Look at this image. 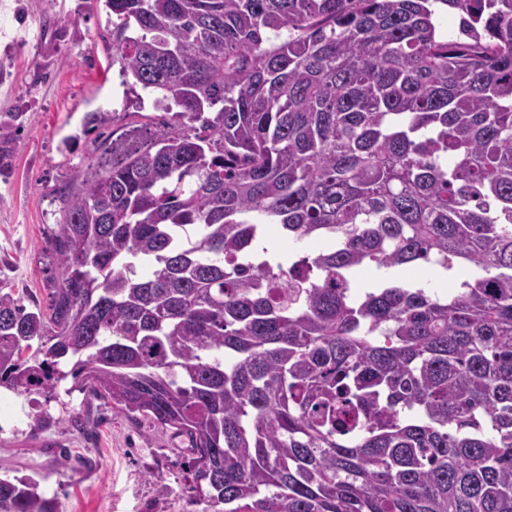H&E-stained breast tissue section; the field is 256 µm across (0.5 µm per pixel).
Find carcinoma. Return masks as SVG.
I'll return each instance as SVG.
<instances>
[{"label": "carcinoma", "mask_w": 512, "mask_h": 512, "mask_svg": "<svg viewBox=\"0 0 512 512\" xmlns=\"http://www.w3.org/2000/svg\"><path fill=\"white\" fill-rule=\"evenodd\" d=\"M104 3L173 122L74 169L47 309L0 286V387L171 430L212 512H512V0ZM423 263L472 274L351 291ZM0 512L56 509L0 477Z\"/></svg>", "instance_id": "1"}]
</instances>
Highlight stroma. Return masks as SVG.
Wrapping results in <instances>:
<instances>
[{
    "label": "stroma",
    "instance_id": "obj_1",
    "mask_svg": "<svg viewBox=\"0 0 512 512\" xmlns=\"http://www.w3.org/2000/svg\"><path fill=\"white\" fill-rule=\"evenodd\" d=\"M111 38L102 0H0V120L16 112L22 123L0 170V282L28 306L48 303L45 241L73 168L96 171L113 140L171 118L140 87L122 84L104 50ZM94 112L105 121L89 124ZM70 386L0 388V409L15 416L0 428V474L35 477L57 512H201L184 479L180 439L103 402L86 404ZM42 412L45 422L33 427ZM64 448L72 464L62 474Z\"/></svg>",
    "mask_w": 512,
    "mask_h": 512
}]
</instances>
